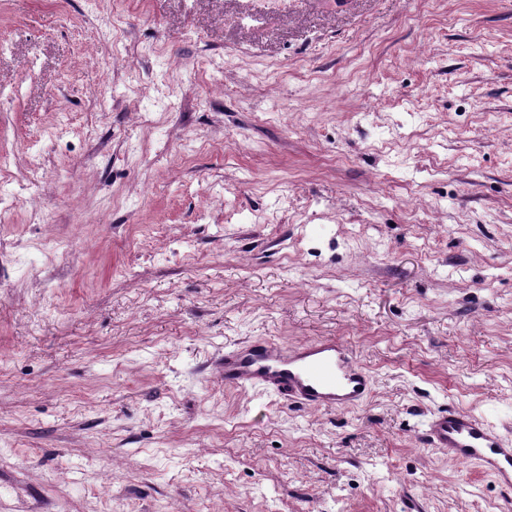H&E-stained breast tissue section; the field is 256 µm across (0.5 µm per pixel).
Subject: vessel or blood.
<instances>
[{"label":"vessel or blood","instance_id":"obj_1","mask_svg":"<svg viewBox=\"0 0 512 512\" xmlns=\"http://www.w3.org/2000/svg\"><path fill=\"white\" fill-rule=\"evenodd\" d=\"M225 385L259 389L307 409L353 408L372 393V377L342 340L333 336L292 347L257 337L225 348ZM423 438L450 459L471 463L512 488V440L486 420L451 407L428 419Z\"/></svg>","mask_w":512,"mask_h":512}]
</instances>
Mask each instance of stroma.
Returning a JSON list of instances; mask_svg holds the SVG:
<instances>
[{"instance_id": "obj_1", "label": "stroma", "mask_w": 512, "mask_h": 512, "mask_svg": "<svg viewBox=\"0 0 512 512\" xmlns=\"http://www.w3.org/2000/svg\"><path fill=\"white\" fill-rule=\"evenodd\" d=\"M373 379L225 385L255 337ZM512 0H0V512H512ZM224 383L259 389L303 408H353L372 393V377L352 350L334 336L292 347L257 337L224 348ZM423 438L428 446L446 450L450 459L474 464L503 488H512V441L486 420L448 407L430 416Z\"/></svg>"}]
</instances>
